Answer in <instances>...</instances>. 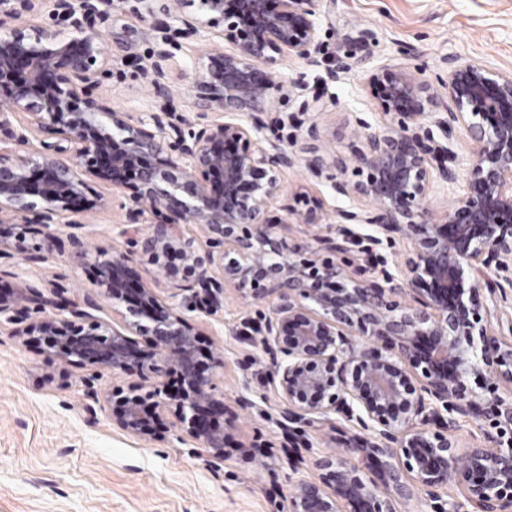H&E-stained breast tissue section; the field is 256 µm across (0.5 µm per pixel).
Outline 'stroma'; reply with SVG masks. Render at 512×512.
<instances>
[{
	"label": "stroma",
	"instance_id": "1",
	"mask_svg": "<svg viewBox=\"0 0 512 512\" xmlns=\"http://www.w3.org/2000/svg\"><path fill=\"white\" fill-rule=\"evenodd\" d=\"M320 10L317 37L324 66L340 56L361 63L325 87L319 70L285 62L282 78L323 92L328 107L304 112L298 101H281L264 116L260 135L269 142L301 140L314 123L324 147L349 159L361 147L365 128L388 120L366 84L370 70L379 66L406 67L436 89L447 79L442 59L450 54L512 72V0H322ZM97 92L134 116L154 106L143 72L119 61ZM282 180L286 192L272 200L273 213L295 205L300 193L321 198L329 209L343 205L329 173L291 169ZM88 184L89 200L103 197L110 205L91 210L79 235L110 253L132 252L112 231L126 219L129 190L93 178ZM353 231L343 256L348 274L397 273L410 249L407 240L376 243L370 227L357 224ZM0 284L30 285L73 300L98 290L93 257H79L68 246L38 264L23 262L13 249L0 251ZM268 314V305L243 304L229 288L223 308L198 319L202 352L216 346L224 352L223 366L213 371L226 405V459L216 467L197 456L192 443L178 441L174 410L166 411L163 432L155 438L128 435L112 419L113 389L130 382L171 386L175 377L150 371L115 375L106 369L93 375L53 355L45 340L27 343L10 328L0 329V512H289L293 484L316 476L311 457L343 449L357 427L336 415L328 422L281 428L268 358L240 333L244 321L258 323ZM243 445L255 448V455H242Z\"/></svg>",
	"mask_w": 512,
	"mask_h": 512
}]
</instances>
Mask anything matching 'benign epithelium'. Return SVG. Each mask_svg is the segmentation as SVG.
<instances>
[{"instance_id":"benign-epithelium-1","label":"benign epithelium","mask_w":512,"mask_h":512,"mask_svg":"<svg viewBox=\"0 0 512 512\" xmlns=\"http://www.w3.org/2000/svg\"><path fill=\"white\" fill-rule=\"evenodd\" d=\"M320 2L0 0V16L16 20L48 6L74 30L68 38L50 26L0 33V132L28 143L7 119L21 111L31 126L56 136L24 155L0 150V251L46 262L63 246L60 220L88 209L91 176L132 190L116 232L148 263L136 278L130 255L97 250L102 292L80 301L28 285L0 293V328L21 323L33 304L42 317L23 333L48 340L72 364L174 374L173 391L128 386L116 423L150 437L146 406L173 405L179 439L191 440L215 466L224 461V428L214 423L224 414V395L199 363L196 324L171 298L186 293L211 316L232 287L250 304H271L262 324L245 328L269 356L282 427L337 414L369 432L351 437L341 452L312 457L318 478L294 484L290 512H342L345 503L354 512H396L398 500L417 490L439 502L440 512H512V390L485 403L467 384L487 372L512 387V340L494 329L500 316L488 280L492 263L504 268L512 260V73L448 55L442 104L411 70L380 66L367 84L393 121L365 133L350 161L324 148L267 142L259 136L261 115L303 91L281 79L280 66L295 59L321 67ZM96 15L111 19L104 35L85 28ZM128 15L144 25L127 23ZM179 38L205 42L192 73L176 72ZM224 39L233 44L229 52ZM148 40L154 48L142 70L156 105L133 118L92 89L112 62L138 63V46ZM355 65L338 58L320 80L336 83ZM176 79L195 100L196 122L170 107ZM456 128L470 139L463 173L448 142ZM349 163L365 179L335 175L332 190L365 205L335 211L334 231L316 238L328 256L308 257L309 244H291L275 228L292 219L322 224L325 205L312 198L304 210L271 215V200L284 192L281 176L296 167L342 173ZM461 176L462 194L436 215L426 204L433 186ZM186 224L199 227L204 243L184 235ZM348 224L407 239L398 274L347 277L335 256L347 252ZM18 225L40 244L24 245ZM161 288L174 293L162 296ZM106 304L124 308L120 322L99 316ZM482 416L495 421L497 433L460 453V421ZM452 481L467 495L447 509L441 493Z\"/></svg>"}]
</instances>
